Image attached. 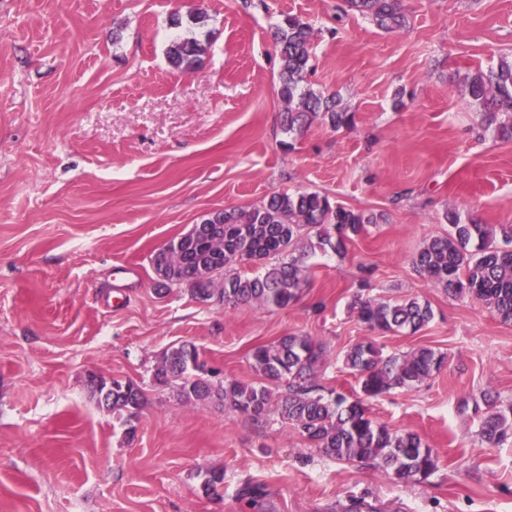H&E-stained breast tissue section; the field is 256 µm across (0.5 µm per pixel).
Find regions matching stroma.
I'll return each instance as SVG.
<instances>
[{
  "label": "stroma",
  "instance_id": "35a3bbf8",
  "mask_svg": "<svg viewBox=\"0 0 512 512\" xmlns=\"http://www.w3.org/2000/svg\"><path fill=\"white\" fill-rule=\"evenodd\" d=\"M403 6L405 25L384 31L344 0H0V512H337L350 498L512 512V442L481 444L479 414L459 408L487 390L512 400V324L412 263L447 232V210L512 224V142L481 129L461 84L512 55V0ZM198 8L204 26L172 25ZM288 15L313 29L308 86L353 116L314 122L289 149L271 35ZM176 33L206 48L192 69L168 60ZM287 190L379 220L345 254L310 251V284L285 309L158 293L154 251L203 215ZM365 287L434 310L379 342L435 348L447 367L370 404L438 451L426 482L331 459L279 417L189 405L152 379L188 341L223 377L257 384L252 349L293 333L324 347L320 384L357 397L343 357L366 334L349 308ZM91 370L142 388L135 438L91 397ZM213 469L217 496L202 488ZM247 483L258 504L241 498Z\"/></svg>",
  "mask_w": 512,
  "mask_h": 512
}]
</instances>
